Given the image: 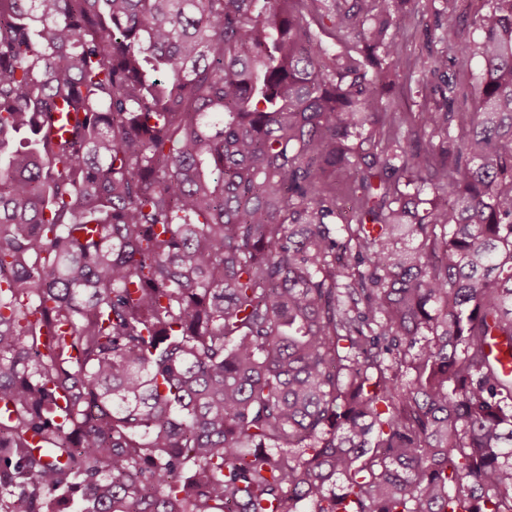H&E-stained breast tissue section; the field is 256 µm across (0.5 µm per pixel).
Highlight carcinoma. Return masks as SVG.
Here are the masks:
<instances>
[{
	"label": "carcinoma",
	"mask_w": 512,
	"mask_h": 512,
	"mask_svg": "<svg viewBox=\"0 0 512 512\" xmlns=\"http://www.w3.org/2000/svg\"><path fill=\"white\" fill-rule=\"evenodd\" d=\"M430 2L0 0V512H512V0ZM482 68L480 58H475L469 73H457L455 80L459 90L458 112H471L476 104L477 76Z\"/></svg>",
	"instance_id": "obj_1"
}]
</instances>
